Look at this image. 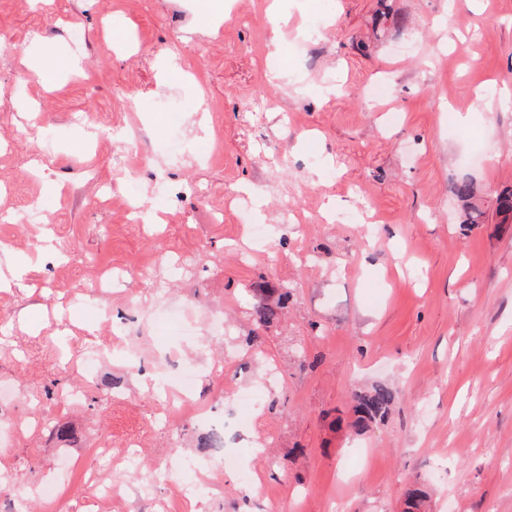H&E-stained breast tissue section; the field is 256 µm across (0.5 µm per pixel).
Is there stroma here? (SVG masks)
<instances>
[{
    "instance_id": "35a3bbf8",
    "label": "stroma",
    "mask_w": 512,
    "mask_h": 512,
    "mask_svg": "<svg viewBox=\"0 0 512 512\" xmlns=\"http://www.w3.org/2000/svg\"><path fill=\"white\" fill-rule=\"evenodd\" d=\"M236 0L208 40L188 27L217 0H0V206L40 201L46 224L0 223V271L30 267L0 292V500L11 512H99L97 490L64 472L63 455L121 448L136 467L131 512H163L179 474L158 463L202 457L199 427L164 425L153 383L174 355L206 358L222 384L199 379L200 405L233 419V389L277 366L266 406L224 451V482L189 512H401L428 488V512H512V224L494 200L512 187V0H388L406 29L375 36L378 0ZM83 72L42 82L25 54L72 56ZM319 26L312 46L291 35ZM389 86L386 104L364 95ZM287 96L299 129L249 97ZM184 128L174 133L164 100ZM54 142L53 154L41 139ZM148 156L137 183L112 170L116 144ZM475 181L484 223L463 225L450 181ZM111 181L112 199L97 193ZM173 187L158 199L159 184ZM263 195L251 240L236 192ZM136 193L159 222L128 223ZM298 213L279 221L281 206ZM192 259L169 287L158 255ZM291 289L271 328L254 326L259 283ZM144 304L126 331L142 349L128 366L95 311ZM263 337L250 356L245 338ZM112 352L97 382L75 374L91 346ZM397 387L388 418L364 435L344 419L352 392ZM82 393L70 407L72 389ZM55 424L75 432L57 441ZM67 477L66 496L41 486Z\"/></svg>"
}]
</instances>
